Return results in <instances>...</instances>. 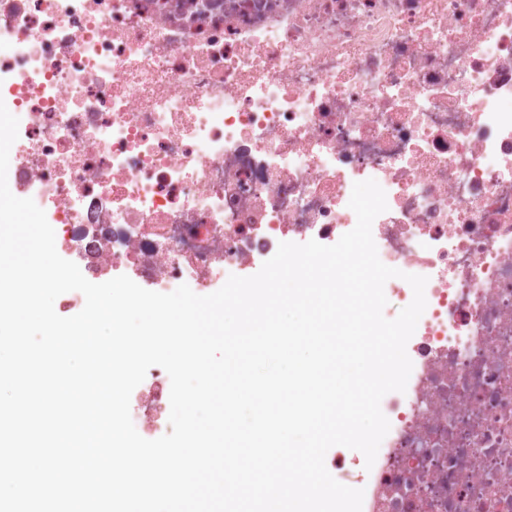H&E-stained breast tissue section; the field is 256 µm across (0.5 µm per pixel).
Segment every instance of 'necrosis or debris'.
<instances>
[{
	"mask_svg": "<svg viewBox=\"0 0 512 512\" xmlns=\"http://www.w3.org/2000/svg\"><path fill=\"white\" fill-rule=\"evenodd\" d=\"M8 184L90 282L207 295L335 244L427 277L362 512H512V0H0ZM167 372L130 400L169 430Z\"/></svg>",
	"mask_w": 512,
	"mask_h": 512,
	"instance_id": "necrosis-or-debris-1",
	"label": "necrosis or debris"
}]
</instances>
